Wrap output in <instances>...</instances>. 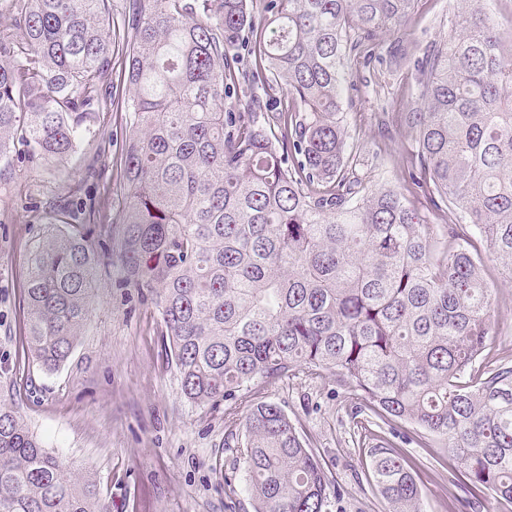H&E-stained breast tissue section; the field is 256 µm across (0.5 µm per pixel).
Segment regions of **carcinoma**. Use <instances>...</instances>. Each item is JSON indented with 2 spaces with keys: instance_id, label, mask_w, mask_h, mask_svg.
Segmentation results:
<instances>
[{
  "instance_id": "1",
  "label": "carcinoma",
  "mask_w": 512,
  "mask_h": 512,
  "mask_svg": "<svg viewBox=\"0 0 512 512\" xmlns=\"http://www.w3.org/2000/svg\"><path fill=\"white\" fill-rule=\"evenodd\" d=\"M0 36V158L63 161L98 112L129 115L123 197L109 225L56 230L24 262L25 356L51 371L82 335L99 271L153 297L183 397L224 403L232 465L254 512H329L338 494L268 387L329 372L370 415L446 441L471 490L512 504V359L485 361L493 336L486 254L512 279V37L491 0H456L455 28L417 56L412 184L448 211L454 246L397 190L366 185L343 124L345 71L398 33L418 0H9ZM119 82L104 86L113 55ZM247 80L252 112L225 108ZM280 93L266 111L263 97ZM389 512H422L421 490L387 441L368 447ZM0 512H111L89 476L46 452L17 406L0 401Z\"/></svg>"
}]
</instances>
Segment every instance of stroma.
Instances as JSON below:
<instances>
[{"mask_svg":"<svg viewBox=\"0 0 512 512\" xmlns=\"http://www.w3.org/2000/svg\"><path fill=\"white\" fill-rule=\"evenodd\" d=\"M455 0H419L415 22L400 34L378 33L374 59L351 68L356 89L343 100L344 122L369 181L404 191L408 205L433 224L432 244L443 251L449 217L432 212L424 191L409 178L414 144L403 131L383 136L386 113L413 107L416 73L386 67L396 39L415 53L449 32ZM128 116L100 112L105 139L79 143L65 165L19 162L0 181V400H14L29 431L52 455L90 473L112 512H253L243 471L224 451L223 406H197L181 394L168 362L150 296L116 287L119 267L99 283L93 311L71 355L47 371L23 364L22 266L29 245L47 234L55 205L67 202L73 223L93 216L111 223L121 200L116 164ZM494 290L491 358L512 357V281L496 260L486 259ZM332 476L340 494L332 512H388L368 476L358 445L357 419L346 388L332 374L268 388ZM376 439L401 451L419 475L422 512H506L489 493L470 490L449 467L440 440L421 445L404 423L368 422Z\"/></svg>","mask_w":512,"mask_h":512,"instance_id":"35a3bbf8","label":"stroma"}]
</instances>
